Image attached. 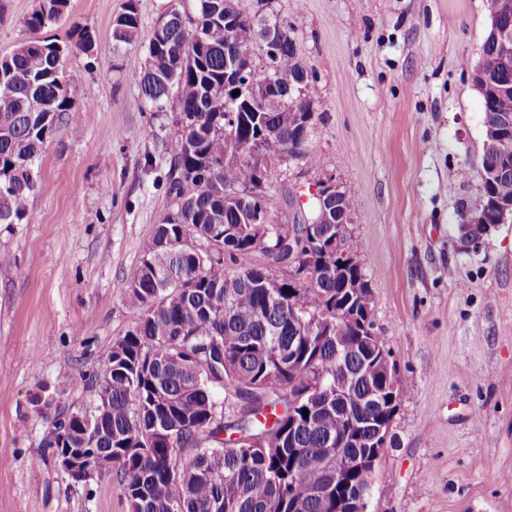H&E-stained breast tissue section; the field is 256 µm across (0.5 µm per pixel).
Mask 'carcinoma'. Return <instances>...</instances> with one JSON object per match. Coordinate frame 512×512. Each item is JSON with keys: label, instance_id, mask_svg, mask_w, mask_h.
Wrapping results in <instances>:
<instances>
[{"label": "carcinoma", "instance_id": "cac0c4a2", "mask_svg": "<svg viewBox=\"0 0 512 512\" xmlns=\"http://www.w3.org/2000/svg\"><path fill=\"white\" fill-rule=\"evenodd\" d=\"M194 17L148 36V65L132 77L153 112L177 111L178 134L167 176L173 208L156 225L133 272L129 306L137 319L112 344V373L86 387L105 394L90 465L115 472L130 512H336L326 492L323 449L344 438L345 417L365 398L400 397L406 380L384 362L390 352L356 347L358 326L338 316L373 305L360 263L362 243L346 238L336 260L342 216L354 192L329 202L306 191L288 194L292 221L272 217L270 234L241 223L240 197L253 182L252 163L229 154L226 132L247 144L262 126L292 164L318 169L309 148L322 114L292 111L263 97L243 112L224 98L225 0H191ZM68 0H43L25 21L31 33L56 22ZM235 25L250 38L258 62L268 56L254 39L255 16L232 6ZM281 27L275 72L302 83L311 99L314 74L299 62L294 24ZM134 0L117 17L114 49L136 40ZM472 80L486 131L501 129L500 150L483 148L481 197L488 222L467 220L458 235L485 239L512 204V57L493 32L482 45ZM60 125L70 96L55 43L19 44L0 63V224H18L36 188L35 163L44 146L45 112ZM285 169H263L266 188L250 196L273 212L270 189ZM307 201H302V196ZM308 414H303V410Z\"/></svg>", "mask_w": 512, "mask_h": 512}]
</instances>
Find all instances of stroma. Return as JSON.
I'll return each mask as SVG.
<instances>
[{"label": "stroma", "instance_id": "obj_1", "mask_svg": "<svg viewBox=\"0 0 512 512\" xmlns=\"http://www.w3.org/2000/svg\"><path fill=\"white\" fill-rule=\"evenodd\" d=\"M42 0H0V55L28 38ZM183 0H137L141 35L113 50L126 0H69L43 37L71 51V107L35 167L19 224H0V512H130L116 475L71 486L44 439L51 387L62 410L97 403L100 373L132 326L129 278L171 201L174 112L150 111L132 74L148 35ZM296 25L314 72L312 139L323 169L291 167L283 193L336 174L355 194L373 316L408 382L367 512H512V223L482 248H459L463 208L481 195L485 139L472 66L488 33L487 0H271ZM96 44L84 55L79 28ZM469 177H462V170Z\"/></svg>", "mask_w": 512, "mask_h": 512}]
</instances>
